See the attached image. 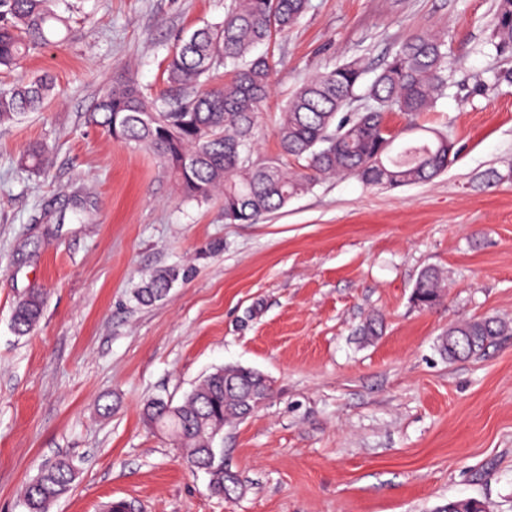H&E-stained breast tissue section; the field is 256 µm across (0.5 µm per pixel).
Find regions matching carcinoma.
<instances>
[{
	"label": "carcinoma",
	"instance_id": "1",
	"mask_svg": "<svg viewBox=\"0 0 512 512\" xmlns=\"http://www.w3.org/2000/svg\"><path fill=\"white\" fill-rule=\"evenodd\" d=\"M61 0H0V69L19 66L28 55L62 41L66 19ZM309 8V0H230L224 19L174 38L165 58L169 91L144 94L127 73H119L99 94L89 120L112 137L152 153L174 174L185 198L206 202L218 197L224 220L252 224L331 176L352 175L369 186H407L432 180L448 169L455 139L434 132L409 142L391 155L392 130L387 117L429 112L451 87L452 64L442 39L416 33L401 43L366 87L368 105L350 110L366 70L349 62L316 74L300 85L281 110L277 128L280 158L255 156L259 114L268 96L274 64L256 49L288 35ZM491 45L512 56V0H497ZM224 68L228 78L213 83ZM54 90L43 76L0 88V123L37 111ZM304 159L298 170L288 159ZM48 163L47 151L33 146L20 165L33 173ZM175 271H162L140 289L144 303L168 293ZM439 273L425 270L414 289L423 308L440 301ZM43 312L40 292L19 302L12 316L17 336L29 335ZM509 331L494 316L469 319L448 327L438 340L447 359L480 355ZM272 393V384L251 368L228 365L205 377L180 404L157 398L143 409L145 418L182 450L183 461L210 475L213 493L227 498L242 493L238 477L212 457L224 426L254 413ZM73 462L60 457L41 467L27 484L24 512H50L74 479ZM440 512H487L476 499L448 502Z\"/></svg>",
	"mask_w": 512,
	"mask_h": 512
}]
</instances>
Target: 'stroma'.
I'll return each mask as SVG.
<instances>
[{
  "label": "stroma",
  "mask_w": 512,
  "mask_h": 512,
  "mask_svg": "<svg viewBox=\"0 0 512 512\" xmlns=\"http://www.w3.org/2000/svg\"><path fill=\"white\" fill-rule=\"evenodd\" d=\"M228 0H65L70 31L0 88L50 75L42 109L0 124V512L40 467L65 455L71 490L50 512H439L475 498L512 512V334L451 361L437 340L454 321H512V58L490 44L496 0H310L277 63L257 154L279 157L283 104L311 74L358 59L369 73L419 31L447 42L453 83L432 111L393 127L452 130L460 153L426 184H317L254 224L219 200H185L151 154L90 125L113 76L166 89L175 35L224 17ZM47 167L22 169L33 144ZM448 288L413 301L425 269ZM175 269L168 296L136 299ZM45 298L31 335L11 316ZM377 318L378 336L361 328ZM259 370L268 400L225 427L217 450L245 492L209 477L144 421L146 400L180 402L215 368Z\"/></svg>",
  "instance_id": "obj_1"
}]
</instances>
